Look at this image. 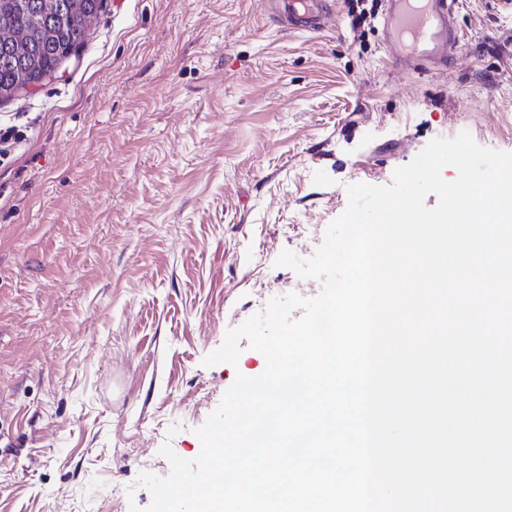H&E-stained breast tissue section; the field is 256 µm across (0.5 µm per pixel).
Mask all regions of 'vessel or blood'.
<instances>
[{"label": "vessel or blood", "instance_id": "obj_1", "mask_svg": "<svg viewBox=\"0 0 512 512\" xmlns=\"http://www.w3.org/2000/svg\"><path fill=\"white\" fill-rule=\"evenodd\" d=\"M287 12L297 31L319 32L334 0H295ZM459 0H382V42L393 66L421 73L447 65L461 39Z\"/></svg>", "mask_w": 512, "mask_h": 512}]
</instances>
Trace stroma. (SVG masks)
I'll return each instance as SVG.
<instances>
[{
    "instance_id": "35a3bbf8",
    "label": "stroma",
    "mask_w": 512,
    "mask_h": 512,
    "mask_svg": "<svg viewBox=\"0 0 512 512\" xmlns=\"http://www.w3.org/2000/svg\"><path fill=\"white\" fill-rule=\"evenodd\" d=\"M444 70H394L345 0L320 33L269 0H106L50 79L0 102V512L148 507L237 374L229 329L291 292L352 184L386 186L432 139L512 151V14L461 0ZM181 425L168 437L170 425Z\"/></svg>"
}]
</instances>
